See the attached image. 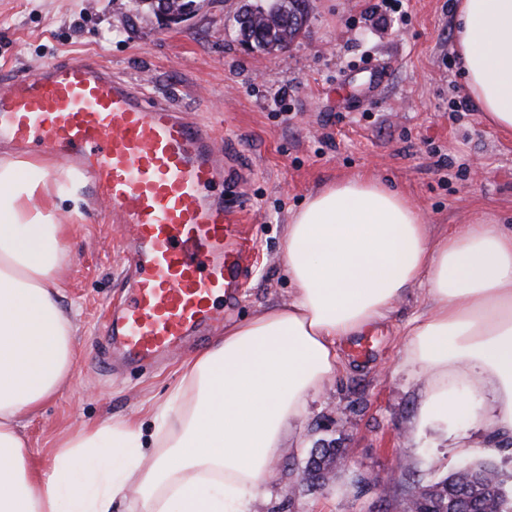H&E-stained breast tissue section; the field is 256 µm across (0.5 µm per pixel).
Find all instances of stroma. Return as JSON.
<instances>
[{"label":"stroma","mask_w":512,"mask_h":512,"mask_svg":"<svg viewBox=\"0 0 512 512\" xmlns=\"http://www.w3.org/2000/svg\"><path fill=\"white\" fill-rule=\"evenodd\" d=\"M376 2L310 0L301 34L266 54L237 38L242 0H205L172 28L130 0H0V77L63 58L104 63L214 126L217 156L245 171L237 196L251 271L239 301L201 336L133 371L113 361L103 334L131 274L117 244L120 223L80 182L82 216L69 225L61 273L76 361L59 393L22 426L26 453L41 470L82 428L150 422L188 354L226 324L291 298L285 230L319 186L378 176L413 202L435 235L476 217H512V136L481 112L454 109L465 96L453 49L456 0H403L384 21L371 13ZM279 90L287 96L277 104ZM427 307L423 285H414L383 323L340 343L346 372L310 398L252 512H405L419 485L485 458L512 491L511 435L469 422L410 427L424 387L403 363L404 332ZM323 443L346 449L348 463L313 490L302 472ZM491 443L498 451L489 456Z\"/></svg>","instance_id":"1"}]
</instances>
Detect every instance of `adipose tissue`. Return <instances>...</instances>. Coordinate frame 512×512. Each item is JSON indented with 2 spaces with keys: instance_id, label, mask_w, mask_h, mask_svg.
<instances>
[{
  "instance_id": "adipose-tissue-1",
  "label": "adipose tissue",
  "mask_w": 512,
  "mask_h": 512,
  "mask_svg": "<svg viewBox=\"0 0 512 512\" xmlns=\"http://www.w3.org/2000/svg\"><path fill=\"white\" fill-rule=\"evenodd\" d=\"M454 50L468 97L512 134V0H459ZM45 166L0 157V512H251L309 397L337 376L341 341L382 322L408 288L429 310L404 360L426 385L413 424L474 418L512 433V226L479 217L431 236L424 215L373 175L331 181L286 227L290 301L226 325L183 360L153 432L134 420L64 441L53 470L24 451L23 419L75 363L58 270L66 227L38 205Z\"/></svg>"
}]
</instances>
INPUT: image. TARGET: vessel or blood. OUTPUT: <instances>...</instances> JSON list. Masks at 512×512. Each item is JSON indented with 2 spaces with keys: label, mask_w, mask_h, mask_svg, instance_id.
Instances as JSON below:
<instances>
[{
  "label": "vessel or blood",
  "mask_w": 512,
  "mask_h": 512,
  "mask_svg": "<svg viewBox=\"0 0 512 512\" xmlns=\"http://www.w3.org/2000/svg\"><path fill=\"white\" fill-rule=\"evenodd\" d=\"M0 139L63 156L130 226L135 277L106 326L127 363L177 349L239 296L251 269L239 207L214 191L242 177L217 163L213 128L69 59L8 79Z\"/></svg>",
  "instance_id": "b4317fda"
}]
</instances>
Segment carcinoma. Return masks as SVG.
<instances>
[{"instance_id":"cac0c4a2","label":"carcinoma","mask_w":512,"mask_h":512,"mask_svg":"<svg viewBox=\"0 0 512 512\" xmlns=\"http://www.w3.org/2000/svg\"><path fill=\"white\" fill-rule=\"evenodd\" d=\"M309 0H247L237 15L240 39L268 54L285 49L301 31ZM345 449L323 445L314 449L302 480L311 488L324 483L325 473ZM492 466L480 462L462 479L452 473L431 485L433 493L414 501L416 512H512V497L501 480L490 476Z\"/></svg>"}]
</instances>
